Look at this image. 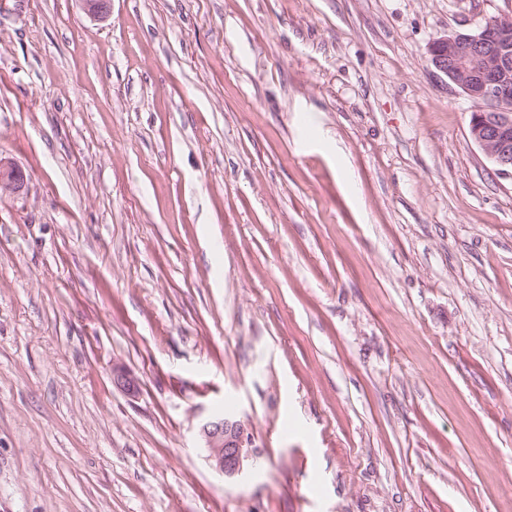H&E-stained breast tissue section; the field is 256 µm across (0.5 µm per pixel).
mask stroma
<instances>
[{
  "instance_id": "stroma-1",
  "label": "stroma",
  "mask_w": 512,
  "mask_h": 512,
  "mask_svg": "<svg viewBox=\"0 0 512 512\" xmlns=\"http://www.w3.org/2000/svg\"><path fill=\"white\" fill-rule=\"evenodd\" d=\"M504 14L0 0V512H512V175L426 53ZM26 177L21 169L0 161V195L19 194L25 188ZM212 467L227 479L240 476L244 463L256 461L247 421L233 415L213 416L200 428Z\"/></svg>"
}]
</instances>
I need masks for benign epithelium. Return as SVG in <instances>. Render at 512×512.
Instances as JSON below:
<instances>
[{
  "instance_id": "1",
  "label": "benign epithelium",
  "mask_w": 512,
  "mask_h": 512,
  "mask_svg": "<svg viewBox=\"0 0 512 512\" xmlns=\"http://www.w3.org/2000/svg\"><path fill=\"white\" fill-rule=\"evenodd\" d=\"M99 19L109 15L111 0H82ZM433 66L448 76L473 103L469 139L501 173L512 174V17H491L472 31H453L427 48ZM21 169L0 161V195L25 188ZM115 385L137 391L136 377L125 368L112 370ZM212 467L227 479L240 476L244 463L257 459L247 421L233 415L213 416L200 428Z\"/></svg>"
}]
</instances>
